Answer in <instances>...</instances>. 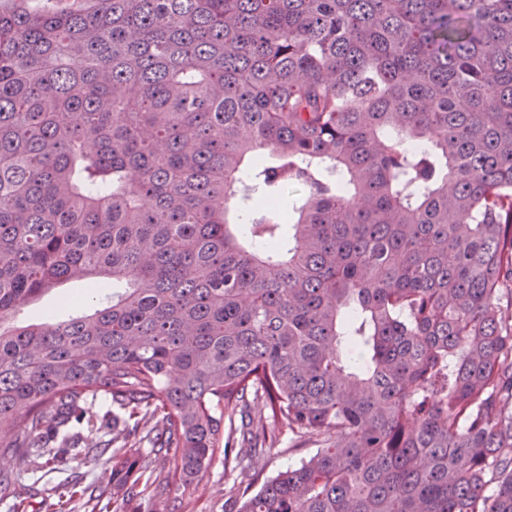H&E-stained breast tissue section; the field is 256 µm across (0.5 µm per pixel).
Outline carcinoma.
I'll return each mask as SVG.
<instances>
[{
  "label": "carcinoma",
  "mask_w": 512,
  "mask_h": 512,
  "mask_svg": "<svg viewBox=\"0 0 512 512\" xmlns=\"http://www.w3.org/2000/svg\"><path fill=\"white\" fill-rule=\"evenodd\" d=\"M24 2L0 452L108 457L116 512H192L170 487L218 455L225 512H512V0ZM69 281L123 287L14 323ZM285 429L314 453L262 481Z\"/></svg>",
  "instance_id": "1"
}]
</instances>
